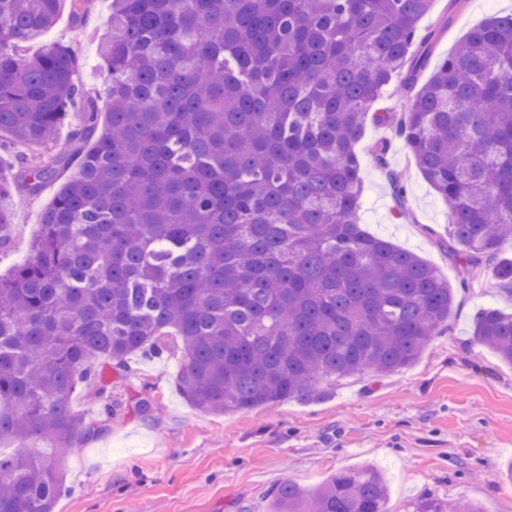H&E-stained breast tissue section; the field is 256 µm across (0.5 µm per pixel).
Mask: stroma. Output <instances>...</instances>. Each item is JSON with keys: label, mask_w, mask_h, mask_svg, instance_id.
I'll list each match as a JSON object with an SVG mask.
<instances>
[{"label": "stroma", "mask_w": 512, "mask_h": 512, "mask_svg": "<svg viewBox=\"0 0 512 512\" xmlns=\"http://www.w3.org/2000/svg\"><path fill=\"white\" fill-rule=\"evenodd\" d=\"M434 0L419 36L434 35L433 60L494 15L512 13V0H466L449 12ZM108 0H91L84 23L62 9L55 27L28 45L32 55L56 44L72 46L89 92L101 88L97 37ZM447 32H439L440 24ZM387 147V165L371 157ZM362 160L360 222L370 234L438 267L453 288L448 330L410 367L378 376L366 371L338 379L313 401L290 399L274 408L227 414L196 409L180 393L178 358L130 356L124 377L112 380L119 410L98 437L68 454L66 494L55 512H268L269 491L285 481L311 490L336 472L370 466L386 479L391 512H408L424 491L476 501L484 512H512V365L471 344L484 309L512 314V291L494 281L487 264L466 269L449 254L448 204L413 164L405 141L386 125L367 121L356 146ZM61 169L37 195L16 188L11 203L22 222L0 248V274L30 254L40 218L76 173ZM406 185L397 201L390 181ZM160 410L145 413L141 398Z\"/></svg>", "instance_id": "1"}]
</instances>
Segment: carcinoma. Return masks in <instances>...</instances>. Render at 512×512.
Wrapping results in <instances>:
<instances>
[{"mask_svg": "<svg viewBox=\"0 0 512 512\" xmlns=\"http://www.w3.org/2000/svg\"><path fill=\"white\" fill-rule=\"evenodd\" d=\"M67 1L83 22L90 0H0V133L46 146L77 117L70 152L16 172L0 156V246L16 183L36 195L80 160L31 255L0 276V442L17 445L0 451V512H53L61 459L112 420L108 372L135 353L181 351L182 394L224 414L409 367L448 329V279L359 224L368 116L448 202L463 264L512 238V14L422 83L433 0H112L101 110L72 47L22 55ZM394 80L405 107L381 109ZM473 339L512 364V315L483 310ZM79 386L104 420L74 411ZM271 498V512H390L371 467ZM411 508L483 512L430 493Z\"/></svg>", "mask_w": 512, "mask_h": 512, "instance_id": "cac0c4a2", "label": "carcinoma"}]
</instances>
